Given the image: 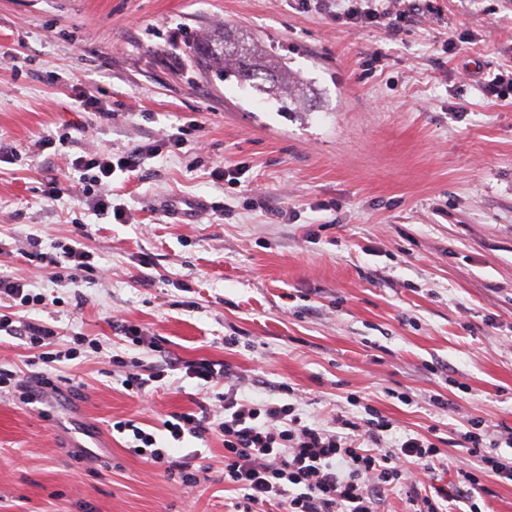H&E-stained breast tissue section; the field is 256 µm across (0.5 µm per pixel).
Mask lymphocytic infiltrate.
Wrapping results in <instances>:
<instances>
[{
  "label": "lymphocytic infiltrate",
  "instance_id": "obj_1",
  "mask_svg": "<svg viewBox=\"0 0 512 512\" xmlns=\"http://www.w3.org/2000/svg\"><path fill=\"white\" fill-rule=\"evenodd\" d=\"M334 8L337 19L348 24L378 23L389 32L398 33L405 18L394 9L390 0H326ZM143 151L135 146L120 158L108 154L76 157L71 167L78 172L85 190L93 195V207L98 212L112 214L117 223H127L124 209L114 207L112 176L115 172L132 173L141 165ZM24 256L29 261H49L55 272L53 280L72 286L86 282L96 270L94 255L80 238L57 245L53 255L41 252V241L30 238ZM0 301L9 304L10 313H0V332L25 339L30 348L39 352L43 364L79 357L81 346L98 348L97 340L78 336L74 347L53 350L57 332L40 320H28L23 310L46 304L44 294L32 293L27 280L0 276ZM122 336L137 346L140 354L111 358L117 367L121 386L136 394L151 393L152 385L161 381L166 371L184 368L187 378L212 382L226 377L223 364L206 358L186 362L169 361L165 366L143 367L141 354L156 351L155 341L146 339L138 326L116 322ZM223 415L213 413L207 402L196 409L172 413L163 420V430L174 440L184 435H212L224 443V483L241 497L242 512H260L270 506L277 512H378L386 492L401 487L405 490L412 512H448L453 502H467L468 512H482L477 497L485 493L483 476L492 474L503 481H512V466L505 465L498 453L499 446L512 448V432L506 433L502 444L489 440L485 418L471 417L464 440L477 458L476 467L458 469L452 485L424 488L423 482L433 479L443 461L444 450L427 436L406 435L387 445L393 423L371 404L353 397L356 415H336L323 424L302 416L295 404L265 401L256 403L236 398L234 393L222 394ZM117 432H131L141 446L146 463L162 469L168 477L181 483L195 482L196 476L185 459L175 458L167 448L159 446L154 434L145 432L135 420L116 422Z\"/></svg>",
  "mask_w": 512,
  "mask_h": 512
}]
</instances>
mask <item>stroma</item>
I'll return each instance as SVG.
<instances>
[{
    "label": "stroma",
    "mask_w": 512,
    "mask_h": 512,
    "mask_svg": "<svg viewBox=\"0 0 512 512\" xmlns=\"http://www.w3.org/2000/svg\"><path fill=\"white\" fill-rule=\"evenodd\" d=\"M431 5L392 36L299 0H0V238L36 235L49 254L81 224L109 271L75 291L0 256L52 297L32 316L59 327L58 349L78 334L104 346L55 370L76 391L0 396V512H228L223 442L160 428L194 409L196 380L145 400L113 382L108 353L139 355L116 317L171 356L228 366L210 394L262 402L287 383L323 422L354 394L394 437L437 428L446 483L477 462L468 416L512 429V97L481 88L512 71V0ZM227 25L300 72L310 115L199 65L194 43ZM84 87L112 120L79 105ZM134 146L139 170L113 176L119 224L70 163ZM222 165L235 179L213 177ZM124 419L191 456L198 483L143 462L112 428Z\"/></svg>",
    "instance_id": "1"
}]
</instances>
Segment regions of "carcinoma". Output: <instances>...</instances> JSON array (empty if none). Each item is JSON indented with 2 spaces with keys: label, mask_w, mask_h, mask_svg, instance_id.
Here are the masks:
<instances>
[{
  "label": "carcinoma",
  "mask_w": 512,
  "mask_h": 512,
  "mask_svg": "<svg viewBox=\"0 0 512 512\" xmlns=\"http://www.w3.org/2000/svg\"><path fill=\"white\" fill-rule=\"evenodd\" d=\"M195 53L204 63L220 67L224 79L247 83L284 109L311 111V103L315 101L313 89L298 72L269 54L261 43L248 42L235 31L226 29L218 38L198 42Z\"/></svg>",
  "instance_id": "obj_1"
}]
</instances>
